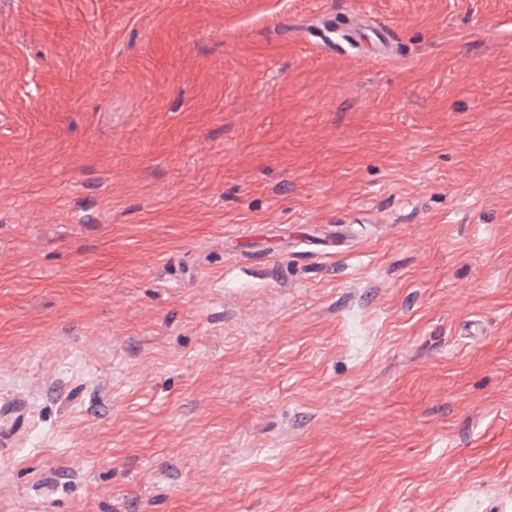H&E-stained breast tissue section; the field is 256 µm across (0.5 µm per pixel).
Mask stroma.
<instances>
[{"mask_svg": "<svg viewBox=\"0 0 512 512\" xmlns=\"http://www.w3.org/2000/svg\"><path fill=\"white\" fill-rule=\"evenodd\" d=\"M0 512H512V0H0Z\"/></svg>", "mask_w": 512, "mask_h": 512, "instance_id": "35a3bbf8", "label": "stroma"}]
</instances>
